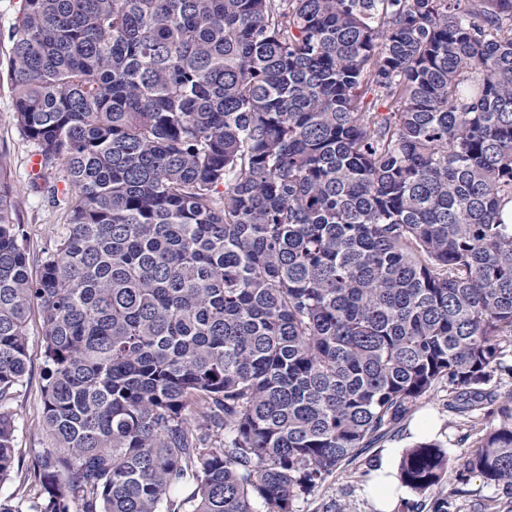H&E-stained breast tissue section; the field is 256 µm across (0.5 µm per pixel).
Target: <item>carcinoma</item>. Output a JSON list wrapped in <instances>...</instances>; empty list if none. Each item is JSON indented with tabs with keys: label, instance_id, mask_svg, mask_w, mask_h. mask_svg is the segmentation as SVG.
<instances>
[{
	"label": "carcinoma",
	"instance_id": "obj_1",
	"mask_svg": "<svg viewBox=\"0 0 512 512\" xmlns=\"http://www.w3.org/2000/svg\"><path fill=\"white\" fill-rule=\"evenodd\" d=\"M8 39L69 189L34 278L0 170V484L34 307L48 441L0 512H295L439 389L456 482L512 490V0H19ZM449 468L398 477L451 512Z\"/></svg>",
	"mask_w": 512,
	"mask_h": 512
}]
</instances>
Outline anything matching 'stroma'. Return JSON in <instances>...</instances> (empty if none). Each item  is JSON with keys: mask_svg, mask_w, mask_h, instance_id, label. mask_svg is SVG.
<instances>
[{"mask_svg": "<svg viewBox=\"0 0 512 512\" xmlns=\"http://www.w3.org/2000/svg\"><path fill=\"white\" fill-rule=\"evenodd\" d=\"M17 0H0V165L4 166L11 188L13 217L20 224L32 273H39L47 255L65 230V218L59 206L53 204L48 187L65 191L58 170L42 171L32 178L28 161L36 152L35 145L20 132L12 110L13 89L10 81V43L7 33L12 26ZM29 374L13 396L10 407L15 415L16 443L28 450L44 446L41 429L42 403V321L32 316L29 322ZM446 394L438 390L419 400L413 412L405 418L396 432L384 442L365 450L351 464L343 466L314 495L299 500L296 512H378L364 492L367 481L382 462L398 465L406 448L427 437L443 444L450 458L462 462L468 455L466 445L460 444V428L449 426L444 406ZM430 419L434 427L427 433L416 431L417 424Z\"/></svg>", "mask_w": 512, "mask_h": 512, "instance_id": "1", "label": "stroma"}]
</instances>
